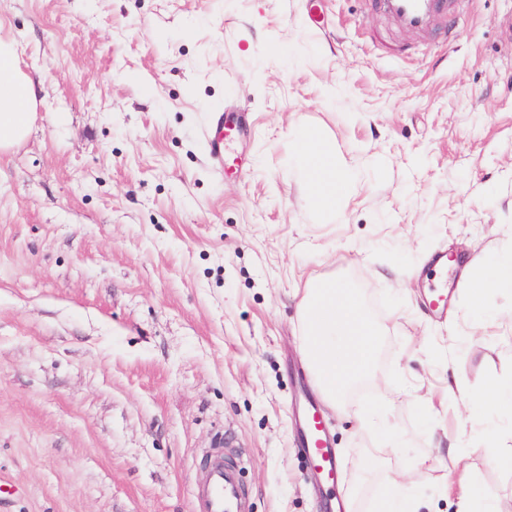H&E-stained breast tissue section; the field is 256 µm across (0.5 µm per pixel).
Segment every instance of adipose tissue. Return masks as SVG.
Here are the masks:
<instances>
[{
    "label": "adipose tissue",
    "mask_w": 512,
    "mask_h": 512,
    "mask_svg": "<svg viewBox=\"0 0 512 512\" xmlns=\"http://www.w3.org/2000/svg\"><path fill=\"white\" fill-rule=\"evenodd\" d=\"M35 93L29 75L19 67L13 41L0 38V150H6L30 132ZM301 159V179L314 193L320 213H335L346 191L336 154L315 133H299L295 143ZM470 308L484 309L488 290L512 286V255L484 269L468 265ZM303 345L310 378L322 400L339 404L351 386L372 368L377 331L365 314L354 289L336 279L310 283L301 304Z\"/></svg>",
    "instance_id": "ef3b65f1"
}]
</instances>
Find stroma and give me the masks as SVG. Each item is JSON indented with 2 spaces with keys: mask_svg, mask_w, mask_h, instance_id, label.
Returning a JSON list of instances; mask_svg holds the SVG:
<instances>
[{
  "mask_svg": "<svg viewBox=\"0 0 512 512\" xmlns=\"http://www.w3.org/2000/svg\"><path fill=\"white\" fill-rule=\"evenodd\" d=\"M445 2L412 29L377 0H0L36 96L0 152V512H199L216 448L247 512H320L298 305L331 278L378 331L368 380L319 408L352 512L395 482L458 512L464 478L471 512H512V405H476L512 374V288L472 313L453 270L441 318L422 273L512 254V0ZM219 110L249 125L221 173ZM302 131L343 158L332 216ZM209 131L207 133V147L210 160L219 170L224 169V163L228 159L224 154V142L231 135H238L242 131L239 120L224 118V112H215Z\"/></svg>",
  "mask_w": 512,
  "mask_h": 512,
  "instance_id": "1",
  "label": "stroma"
}]
</instances>
